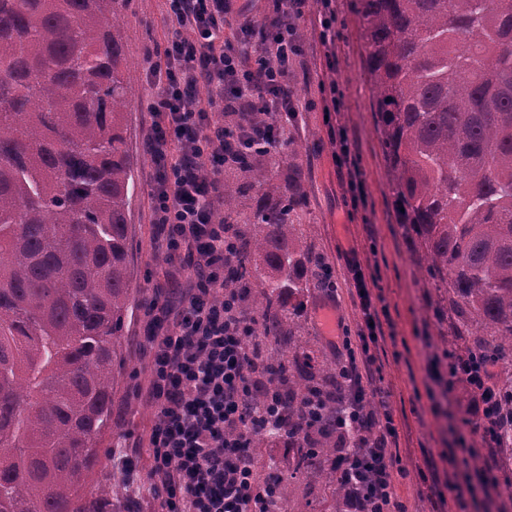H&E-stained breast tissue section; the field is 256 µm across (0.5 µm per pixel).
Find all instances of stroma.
Segmentation results:
<instances>
[{
	"label": "stroma",
	"mask_w": 512,
	"mask_h": 512,
	"mask_svg": "<svg viewBox=\"0 0 512 512\" xmlns=\"http://www.w3.org/2000/svg\"><path fill=\"white\" fill-rule=\"evenodd\" d=\"M336 41L322 45L320 8L306 10L298 22L302 52L288 68V91L299 100L297 118L284 130L286 138L303 144L306 205L300 222L315 254L330 267L337 285L336 310L351 329H358L362 312L349 257H357L368 276H376L373 294L392 324L391 336L377 343L382 367L381 387L398 427V448L410 473L397 495L410 512H459L456 492L477 487L478 477L459 480L458 491H446L438 503L414 466L423 449L441 453L453 449L456 458H492L498 476L495 487L478 491L468 512H512V447L486 446L467 409L473 399L456 384L441 392L448 378V356L455 352L453 312L448 296L425 271L424 250L416 235L399 224L395 207L396 181L386 158L382 129L373 111L370 78L365 63L357 0H332ZM170 33L164 0H127L122 14L121 39L136 80L127 107V147L134 160L135 188L130 200L131 301L117 338L123 374L112 394V419L100 438V462L92 478L96 485L124 487L122 473L112 462L113 452L129 455L141 476L151 470L148 439L157 409L148 399L146 370L149 344L145 304L155 296L177 301L182 280L166 277V263L153 251L156 227L151 222V189L155 165L146 147L151 90L144 58L147 50L163 51ZM346 134L359 168L363 199L358 207L348 200L349 181L336 164L335 140Z\"/></svg>",
	"instance_id": "stroma-1"
}]
</instances>
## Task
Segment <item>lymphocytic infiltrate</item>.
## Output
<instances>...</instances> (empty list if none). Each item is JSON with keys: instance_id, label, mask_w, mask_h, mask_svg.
<instances>
[{"instance_id": "1", "label": "lymphocytic infiltrate", "mask_w": 512, "mask_h": 512, "mask_svg": "<svg viewBox=\"0 0 512 512\" xmlns=\"http://www.w3.org/2000/svg\"><path fill=\"white\" fill-rule=\"evenodd\" d=\"M172 36L162 53L146 52L153 92L149 150L157 166L151 222L155 249L187 285L178 302L151 300L148 396L158 408L150 435L149 483L129 477L131 496H151L157 512H274L255 478L249 429L288 410L246 337L257 320L224 292L232 259L230 227L216 218L224 166L254 141L275 147L297 103L286 85L301 47L297 21L310 0H167ZM363 323L336 325V476L344 512H408L396 493L407 470L393 451L398 431L379 387L371 346L383 323L359 262L349 264ZM453 382L475 395L472 419L482 438L512 426L508 394L485 357L454 355ZM266 391L253 402L256 391Z\"/></svg>"}]
</instances>
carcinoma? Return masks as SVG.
Segmentation results:
<instances>
[{
    "instance_id": "cac0c4a2",
    "label": "carcinoma",
    "mask_w": 512,
    "mask_h": 512,
    "mask_svg": "<svg viewBox=\"0 0 512 512\" xmlns=\"http://www.w3.org/2000/svg\"><path fill=\"white\" fill-rule=\"evenodd\" d=\"M123 4L0 0V512H121L116 490L86 488L131 292ZM359 16L400 223L448 291L461 354L512 375V0H359ZM288 148H257L224 179L218 218L237 243L224 287L279 346L267 361L305 445L297 473L323 476L341 512L336 429L300 426L313 398L333 412L334 369L288 363L307 350L302 297L321 279L298 221L302 146ZM250 435L259 448L273 431ZM293 479L269 470L268 498L310 512L288 504Z\"/></svg>"
}]
</instances>
